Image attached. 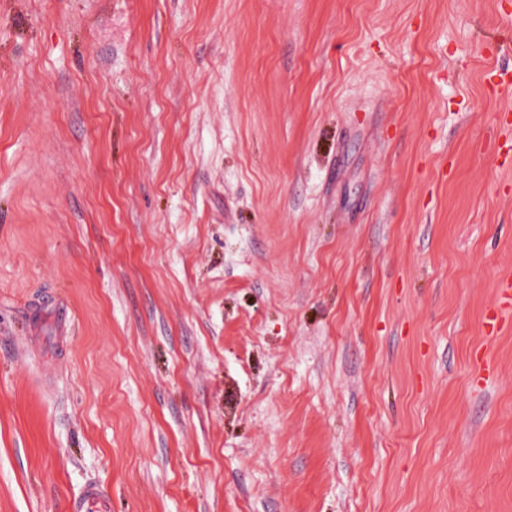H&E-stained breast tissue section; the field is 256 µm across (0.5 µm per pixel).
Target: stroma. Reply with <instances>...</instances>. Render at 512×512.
<instances>
[{"label": "stroma", "instance_id": "35a3bbf8", "mask_svg": "<svg viewBox=\"0 0 512 512\" xmlns=\"http://www.w3.org/2000/svg\"><path fill=\"white\" fill-rule=\"evenodd\" d=\"M507 13L0 0V512H512ZM71 510L73 512H108V505L101 490L91 485L85 489Z\"/></svg>", "mask_w": 512, "mask_h": 512}]
</instances>
